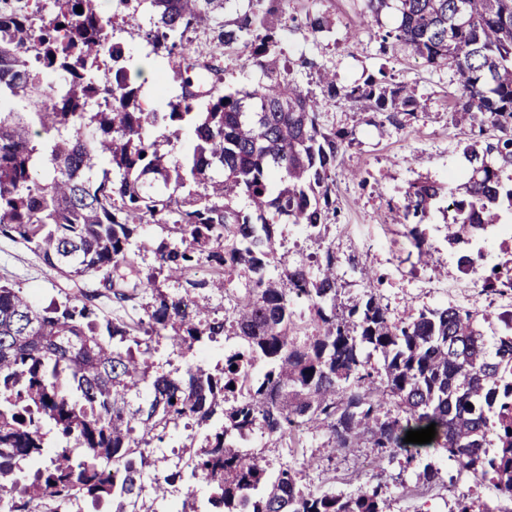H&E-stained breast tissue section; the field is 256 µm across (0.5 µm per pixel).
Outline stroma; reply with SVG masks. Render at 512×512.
<instances>
[{"label":"stroma","mask_w":512,"mask_h":512,"mask_svg":"<svg viewBox=\"0 0 512 512\" xmlns=\"http://www.w3.org/2000/svg\"><path fill=\"white\" fill-rule=\"evenodd\" d=\"M98 10L112 19V39L124 46L133 65L150 61L154 74L143 84L144 99L156 112L167 109L168 94L157 91L158 81L174 86V73L166 59L150 56L142 34L152 26L149 13L118 5L117 0H97ZM326 14L329 30L311 34L304 25L307 14ZM289 23L283 31V46L296 65L290 74L313 95L321 93L320 70L335 74L338 84L364 83L379 70H386L398 82L411 84L421 107L403 127L381 123L370 111H361L343 99H323L319 122L324 129L348 131L350 144L336 168L331 199L336 210L319 234L312 235L292 225L280 227L277 249L289 260H304L332 252L336 258L342 302L352 303L367 290H374L392 321L410 318L419 310L453 305L461 309L496 313L512 307V298H495L484 286L489 266H474L461 272L458 254L469 251L466 243L448 241L446 225L450 213L431 209L423 224L428 258H420L402 222L405 192L412 182L429 179L457 185L469 173L466 150L479 141V130L470 121L453 118L454 96L459 75L448 67H431L398 48H383L380 39L390 27V14L373 17L364 0H289ZM310 66L299 65V58ZM158 225L142 230L146 243L136 262L143 272L156 276L166 291L182 290L186 280L207 277V267L189 272L187 279L169 278L160 270L151 249L162 238ZM0 283L28 293L37 307L62 302L69 287L66 281L20 242L0 236ZM196 431L178 427L169 432L155 449L147 476L175 467H186L189 445ZM302 447L283 448L267 436L252 434L243 446L261 452L272 467L288 464L298 469L302 484L316 493L350 494L364 482L382 484L387 512H453L454 499L448 486L461 484L464 493H478L492 512H512V502L499 495L490 482L459 472L447 457L436 458L440 478L422 485L419 461L396 455L379 467H371L369 451L357 448L348 453L325 448L321 433L302 431Z\"/></svg>","instance_id":"1"}]
</instances>
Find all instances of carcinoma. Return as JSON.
<instances>
[{
    "label": "carcinoma",
    "instance_id": "cac0c4a2",
    "mask_svg": "<svg viewBox=\"0 0 512 512\" xmlns=\"http://www.w3.org/2000/svg\"><path fill=\"white\" fill-rule=\"evenodd\" d=\"M154 19L147 44L175 64L179 90L162 114L147 111L129 76L130 57L109 44L96 0H47L32 12L0 0V234L33 249L76 289L73 299L39 309L0 284V512H71L81 497L139 512L145 489L167 501L181 472L145 485L149 457L169 431L195 424L202 443L191 477L206 485L177 512H386L381 486L353 495L302 489L286 467L273 474L258 453L241 449L256 432L297 448L296 426L347 452L364 446L382 462L443 453L461 472L493 482L512 500V334L488 344L477 321L490 313L453 306L426 309L393 324L376 295L338 302L334 258L317 268L288 263L276 226L315 232L328 219L336 166L346 136L325 132L318 102L276 73L288 0H139ZM379 17L398 16L381 35L425 64L461 77L457 114L497 135L471 148L473 175L445 189L410 185L402 206L416 248L430 207L454 211L448 242H471L512 213V0H365ZM83 12H76L77 7ZM209 31L211 54L190 52L187 33ZM248 49L266 81L226 91L220 59ZM112 59V77L89 72ZM364 85L338 87L319 73L323 96L344 98L400 126L420 108L406 84L386 72ZM193 135L185 162L150 136L158 120ZM245 198L248 209L236 206ZM145 224L174 225L177 237L153 249L160 268L180 278L200 261L212 268L190 286L219 292L233 273L244 293L222 318L187 293L167 294L131 257ZM99 278L119 304L151 293L145 317L103 315L82 284ZM303 300L309 325L296 320ZM237 341L218 374L189 364L158 370L152 343L181 355L218 337ZM366 348L382 363L375 382ZM260 363L256 377L251 366ZM436 424L427 444L405 443L409 430ZM57 450L43 462L46 438ZM37 461L24 472L22 463Z\"/></svg>",
    "mask_w": 512,
    "mask_h": 512
}]
</instances>
